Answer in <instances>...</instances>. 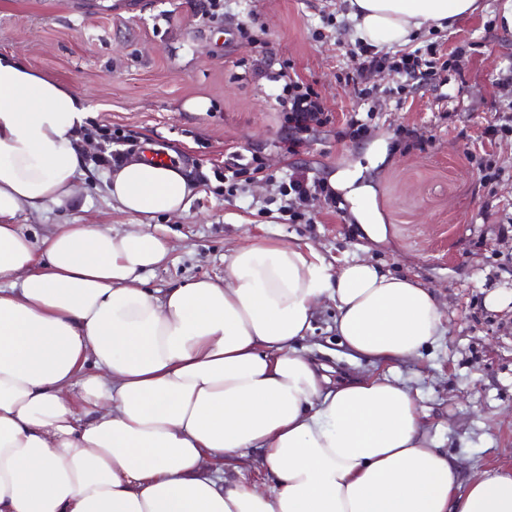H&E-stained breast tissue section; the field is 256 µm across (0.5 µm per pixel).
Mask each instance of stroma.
Segmentation results:
<instances>
[{"instance_id":"stroma-1","label":"stroma","mask_w":512,"mask_h":512,"mask_svg":"<svg viewBox=\"0 0 512 512\" xmlns=\"http://www.w3.org/2000/svg\"><path fill=\"white\" fill-rule=\"evenodd\" d=\"M482 5L450 27L426 26L408 44H432L446 55L471 43L444 100L400 86L385 70L358 74L361 49L346 0H224L219 18L208 15V0H0V53L88 94L97 107L93 123L137 151L152 145L190 168L198 191L188 211L155 219L172 251L150 274V287L223 276L231 249L293 237L327 259L361 257L434 288L447 306V332L398 370L428 412L429 437L456 455L467 480L512 466V304L497 310L489 303L491 295L512 294V235L499 233L512 219V137L484 135L512 108V86L498 83L512 67V33L501 26L499 0ZM283 68L310 84L333 116L302 132L293 155L281 86L271 80ZM366 89L384 100L381 111L369 113ZM192 100L205 101L206 110L186 111ZM356 110L368 112V132L342 137ZM402 128L425 139V148L409 146ZM380 140L387 155L377 163ZM254 156L267 178L227 195L225 163ZM482 156L500 167L496 181L483 180ZM354 166L375 190L386 242L364 245L341 192L337 209L317 201L311 223L290 221L279 194L285 171L327 181ZM100 184L97 175L83 177L78 203L16 222L39 237L56 224L127 230L131 217L113 209ZM335 315L332 305L319 308L304 347L337 377L370 371L338 346Z\"/></svg>"}]
</instances>
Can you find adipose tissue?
Wrapping results in <instances>:
<instances>
[{
    "label": "adipose tissue",
    "mask_w": 512,
    "mask_h": 512,
    "mask_svg": "<svg viewBox=\"0 0 512 512\" xmlns=\"http://www.w3.org/2000/svg\"><path fill=\"white\" fill-rule=\"evenodd\" d=\"M357 36L406 45L478 0H350ZM91 100L0 53V512H512V469L462 480L432 445L397 363L446 334L435 291L312 244L258 239L223 277L166 290L146 276L171 247L155 216L196 188L179 163L132 154L103 180L132 230L22 213L69 204L87 167ZM359 171L336 173L364 236L387 227ZM347 357L377 371L331 380L296 344L323 302ZM258 452L270 484L229 477Z\"/></svg>",
    "instance_id": "obj_1"
}]
</instances>
